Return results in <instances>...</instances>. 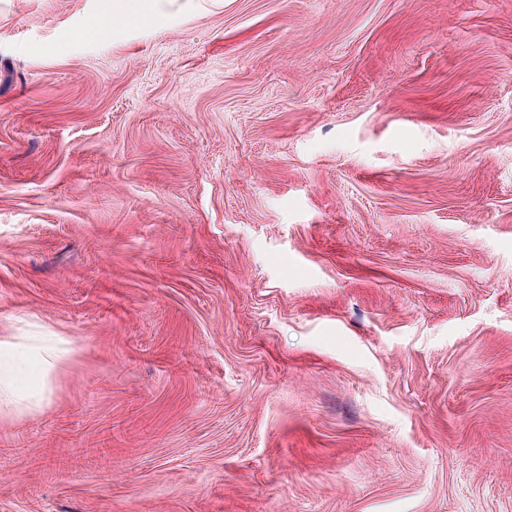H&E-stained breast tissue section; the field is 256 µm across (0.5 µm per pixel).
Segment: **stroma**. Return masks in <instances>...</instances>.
I'll return each mask as SVG.
<instances>
[{"label": "stroma", "instance_id": "1", "mask_svg": "<svg viewBox=\"0 0 512 512\" xmlns=\"http://www.w3.org/2000/svg\"><path fill=\"white\" fill-rule=\"evenodd\" d=\"M0 0V512H512V0ZM117 1H125V2H117V4L122 5L123 11L126 14H134L137 17H145L148 15H160L166 14L173 10H180L183 5L187 2H182L181 0H117ZM138 1H146L141 2L143 5L142 8H139ZM15 326L16 336H0L1 416L41 408L51 393L54 374L74 355L66 336L25 318H16Z\"/></svg>", "mask_w": 512, "mask_h": 512}]
</instances>
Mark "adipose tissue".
<instances>
[{"label":"adipose tissue","mask_w":512,"mask_h":512,"mask_svg":"<svg viewBox=\"0 0 512 512\" xmlns=\"http://www.w3.org/2000/svg\"><path fill=\"white\" fill-rule=\"evenodd\" d=\"M15 326V335L0 336V414L6 416L41 408L54 374L74 355L67 337L24 318Z\"/></svg>","instance_id":"ef3b65f1"}]
</instances>
